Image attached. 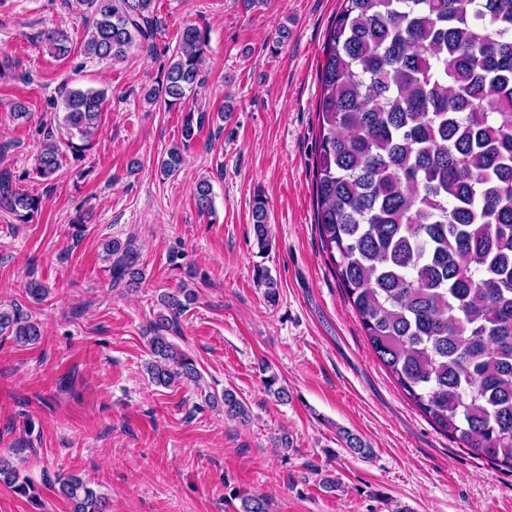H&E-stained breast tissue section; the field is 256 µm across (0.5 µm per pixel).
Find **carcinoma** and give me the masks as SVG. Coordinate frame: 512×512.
<instances>
[{"instance_id": "carcinoma-1", "label": "carcinoma", "mask_w": 512, "mask_h": 512, "mask_svg": "<svg viewBox=\"0 0 512 512\" xmlns=\"http://www.w3.org/2000/svg\"><path fill=\"white\" fill-rule=\"evenodd\" d=\"M155 0H76L93 16L86 55L119 60L133 46L166 54ZM58 58L66 35L43 33ZM208 31L189 25L144 94L166 108L187 106L202 85ZM313 162L315 223L322 247L359 319L372 353L438 428L476 455L512 472V0H341L324 47ZM105 92L73 90L63 121L91 150ZM66 151V152H68ZM66 152L51 132L36 155L49 179ZM183 164L179 148L160 161L166 176ZM17 175L0 168V207L27 224L41 209ZM202 215L212 213L208 181L195 185ZM260 248L268 245L265 201H253ZM112 282L141 283L132 241L103 245ZM164 298L147 347L151 381L200 386L195 361L169 335L194 299ZM0 335L39 342L40 323L23 306L0 305ZM224 414L247 421L236 390ZM0 483L30 499L31 481L0 458ZM70 512H107V501L77 475L49 480Z\"/></svg>"}]
</instances>
